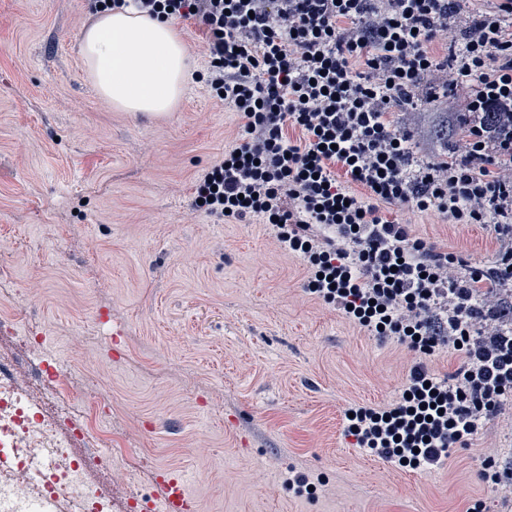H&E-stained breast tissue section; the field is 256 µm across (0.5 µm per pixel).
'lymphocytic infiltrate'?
Instances as JSON below:
<instances>
[{
    "mask_svg": "<svg viewBox=\"0 0 512 512\" xmlns=\"http://www.w3.org/2000/svg\"><path fill=\"white\" fill-rule=\"evenodd\" d=\"M151 18L193 20L208 34L205 84L240 112L238 141L195 184L202 210L272 226L307 264L306 289L348 320L409 351L447 345L463 365L441 381L413 367L406 394L354 408L359 447L427 469L477 434L512 397V330L478 294L485 272L436 252L382 206L405 204L456 224L512 233V0H493L454 40L429 46L469 0H85ZM465 84L452 154L418 159L389 121L422 85L432 100ZM301 130L288 139L287 126ZM341 165L365 195L342 185Z\"/></svg>",
    "mask_w": 512,
    "mask_h": 512,
    "instance_id": "obj_1",
    "label": "lymphocytic infiltrate"
}]
</instances>
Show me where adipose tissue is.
Returning <instances> with one entry per match:
<instances>
[{
    "label": "adipose tissue",
    "instance_id": "adipose-tissue-1",
    "mask_svg": "<svg viewBox=\"0 0 512 512\" xmlns=\"http://www.w3.org/2000/svg\"><path fill=\"white\" fill-rule=\"evenodd\" d=\"M81 48L99 93L124 111L162 114L183 91L189 51L173 20L107 11L84 31Z\"/></svg>",
    "mask_w": 512,
    "mask_h": 512
}]
</instances>
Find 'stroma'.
Instances as JSON below:
<instances>
[{
    "mask_svg": "<svg viewBox=\"0 0 512 512\" xmlns=\"http://www.w3.org/2000/svg\"><path fill=\"white\" fill-rule=\"evenodd\" d=\"M94 21L82 0H0V307L42 333L74 407L104 383L103 428L140 459L113 460L114 496L162 494L168 471L199 512H512V480L478 475L488 456L512 468V399L427 471L342 444L346 410L395 400L421 360L308 295L271 226L196 211V177L242 122L200 80L199 25L177 24L180 100L144 115L92 83L81 36ZM429 94L402 118L427 148L457 125ZM383 214L474 267L496 259L493 225ZM297 473L321 481L316 496L288 487Z\"/></svg>",
    "mask_w": 512,
    "mask_h": 512,
    "instance_id": "obj_1",
    "label": "stroma"
}]
</instances>
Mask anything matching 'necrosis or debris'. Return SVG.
<instances>
[{"instance_id":"obj_1","label":"necrosis or debris","mask_w":512,"mask_h":512,"mask_svg":"<svg viewBox=\"0 0 512 512\" xmlns=\"http://www.w3.org/2000/svg\"><path fill=\"white\" fill-rule=\"evenodd\" d=\"M22 343L32 383L56 387L44 402H31L8 372L14 353L0 347V512H161L160 499L136 492L117 502L105 490L112 458L86 450L95 441L92 409L101 390L76 410L63 400L65 380L41 355L42 336L29 332Z\"/></svg>"}]
</instances>
